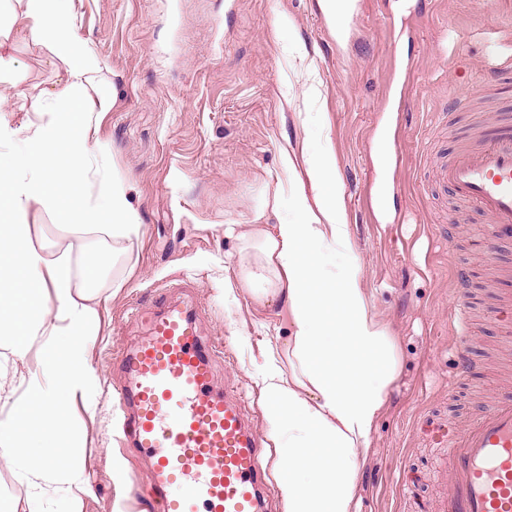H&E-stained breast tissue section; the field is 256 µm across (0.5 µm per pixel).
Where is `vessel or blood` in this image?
I'll return each mask as SVG.
<instances>
[{
	"mask_svg": "<svg viewBox=\"0 0 512 512\" xmlns=\"http://www.w3.org/2000/svg\"><path fill=\"white\" fill-rule=\"evenodd\" d=\"M439 176L491 218L484 249L494 254L512 232V128L482 137ZM215 352L196 310L164 293L146 336L117 366L124 431L149 455L147 495L161 498L163 512H264L265 450L233 394L216 389ZM440 435L448 492L434 512H512V397Z\"/></svg>",
	"mask_w": 512,
	"mask_h": 512,
	"instance_id": "1",
	"label": "vessel or blood"
}]
</instances>
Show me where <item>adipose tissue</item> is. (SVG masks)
Masks as SVG:
<instances>
[{"mask_svg":"<svg viewBox=\"0 0 512 512\" xmlns=\"http://www.w3.org/2000/svg\"><path fill=\"white\" fill-rule=\"evenodd\" d=\"M29 36L64 66L57 90L16 96L12 109L39 115L63 105L66 126L35 127V148L16 165L0 167V349L17 358L38 351L49 386L32 385L13 398L0 422V451L16 461L33 494L47 470L64 474L76 464L62 443L76 400L99 381L87 353L97 318L98 296L88 291L105 252L80 244L81 267L50 262L29 238L26 215L33 206L53 211L75 232L111 235L113 245L130 241L138 215L120 179L92 186L98 172L96 131L88 110L111 111V90L95 86L99 66L74 29L68 0H0V83L15 78L9 41ZM315 205L298 200L295 222L253 225L238 237L240 282L267 302H285L292 331L287 353L268 345L256 384L277 454L275 468L283 512H356L355 480L370 451L371 436L395 378L390 337L374 321L355 266L326 270L321 251L347 240L336 203L334 160L311 155ZM52 293L54 308L43 302Z\"/></svg>","mask_w":512,"mask_h":512,"instance_id":"adipose-tissue-1","label":"adipose tissue"}]
</instances>
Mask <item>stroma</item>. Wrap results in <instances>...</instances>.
I'll use <instances>...</instances> for the list:
<instances>
[{
	"mask_svg": "<svg viewBox=\"0 0 512 512\" xmlns=\"http://www.w3.org/2000/svg\"><path fill=\"white\" fill-rule=\"evenodd\" d=\"M359 20L344 53L323 0H71L77 33L115 97L90 113L107 171L127 181L141 224L132 249L90 241L111 256L94 287L102 302L89 363L99 386L70 418V440L91 481L78 500L30 498L0 460V512H155L143 501L147 461L120 446L113 366L144 334L126 317L174 280L193 300L223 354L228 387L250 424L267 433L255 372L263 341L288 338L286 306L241 288L236 239L224 227L295 217L310 193L309 157L331 151L348 225L347 248L326 269L357 262L371 313L391 336L397 375L355 484L358 512H422L447 488L442 445L427 429L462 424L512 390V327L498 311L512 293V237L495 255L490 223L435 177L481 132L512 116V0H352ZM23 78L0 95L53 87L62 64L19 41ZM318 83L319 102L304 92ZM294 161L285 169L283 156ZM30 239L47 260L81 264L74 234L32 207ZM468 288L456 303L454 274ZM467 346L473 368L449 380L450 351Z\"/></svg>",
	"mask_w": 512,
	"mask_h": 512,
	"instance_id": "35a3bbf8",
	"label": "stroma"
}]
</instances>
